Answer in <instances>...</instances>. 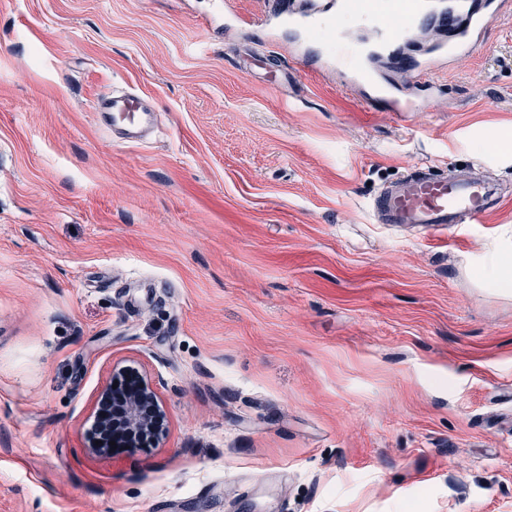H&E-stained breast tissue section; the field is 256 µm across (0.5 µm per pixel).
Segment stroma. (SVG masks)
I'll return each mask as SVG.
<instances>
[{
  "instance_id": "1",
  "label": "stroma",
  "mask_w": 512,
  "mask_h": 512,
  "mask_svg": "<svg viewBox=\"0 0 512 512\" xmlns=\"http://www.w3.org/2000/svg\"><path fill=\"white\" fill-rule=\"evenodd\" d=\"M274 0H0V512H512V296L467 228L375 223L409 167L512 192V15L413 112ZM248 17L224 28L225 12ZM145 94V141L100 128ZM160 442L88 435L115 371ZM100 124L107 130L121 129L128 140L140 141L143 128L154 129L158 121L157 108L144 96L133 91L100 94L95 101Z\"/></svg>"
}]
</instances>
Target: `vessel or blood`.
<instances>
[{
  "label": "vessel or blood",
  "mask_w": 512,
  "mask_h": 512,
  "mask_svg": "<svg viewBox=\"0 0 512 512\" xmlns=\"http://www.w3.org/2000/svg\"><path fill=\"white\" fill-rule=\"evenodd\" d=\"M510 12L512 0H311L305 9L296 7L294 0H283L281 7L283 16L315 34L341 35L342 23L350 18L373 29L374 55L366 56L364 43L355 42L344 64L351 81L362 87L364 102L389 112L411 111L421 97L412 87L382 90L381 64L414 71L419 80L428 81L438 62L471 52ZM95 111L105 129L123 130L134 142L142 129L156 127L158 121L156 107L133 91L99 95ZM503 198L478 170L437 179L420 167L384 186L372 212L379 224H475Z\"/></svg>",
  "instance_id": "vessel-or-blood-1"
}]
</instances>
